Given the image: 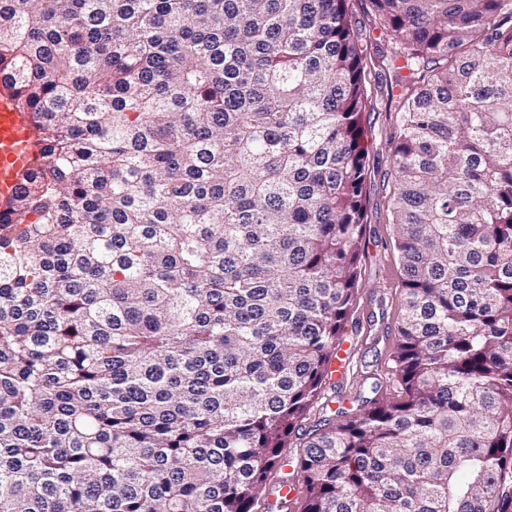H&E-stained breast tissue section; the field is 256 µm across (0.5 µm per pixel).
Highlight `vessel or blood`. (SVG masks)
I'll list each match as a JSON object with an SVG mask.
<instances>
[{
	"instance_id": "obj_1",
	"label": "vessel or blood",
	"mask_w": 512,
	"mask_h": 512,
	"mask_svg": "<svg viewBox=\"0 0 512 512\" xmlns=\"http://www.w3.org/2000/svg\"><path fill=\"white\" fill-rule=\"evenodd\" d=\"M39 137L31 113L17 108L10 91L0 88V208L17 192L21 175L39 157Z\"/></svg>"
}]
</instances>
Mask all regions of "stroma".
Returning <instances> with one entry per match:
<instances>
[{
    "label": "stroma",
    "instance_id": "35a3bbf8",
    "mask_svg": "<svg viewBox=\"0 0 512 512\" xmlns=\"http://www.w3.org/2000/svg\"><path fill=\"white\" fill-rule=\"evenodd\" d=\"M346 8L367 54L373 107L363 114L368 154L360 286L344 326V367L324 387L335 410L356 408L355 398L360 394L387 400L396 398L400 391L392 356L398 338L402 284L394 247V170L389 146L396 134L397 108L405 89L395 85L393 74L381 63L393 46L374 23L371 0H346Z\"/></svg>",
    "mask_w": 512,
    "mask_h": 512
}]
</instances>
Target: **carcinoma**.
I'll use <instances>...</instances> for the list:
<instances>
[{"label": "carcinoma", "mask_w": 512, "mask_h": 512, "mask_svg": "<svg viewBox=\"0 0 512 512\" xmlns=\"http://www.w3.org/2000/svg\"><path fill=\"white\" fill-rule=\"evenodd\" d=\"M346 0H0L40 161L0 210V512H252L359 287ZM395 45L403 395L323 419L299 512H512V0Z\"/></svg>", "instance_id": "cac0c4a2"}]
</instances>
